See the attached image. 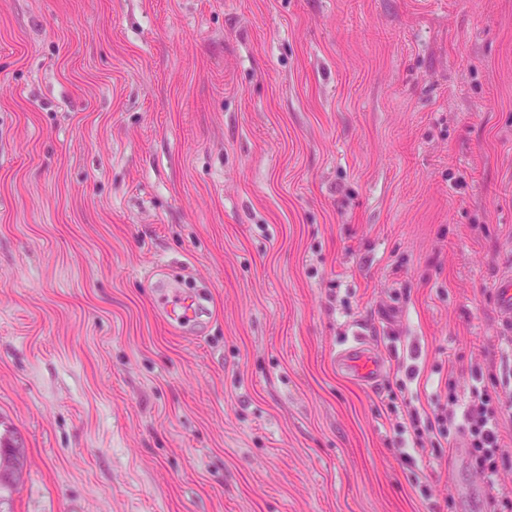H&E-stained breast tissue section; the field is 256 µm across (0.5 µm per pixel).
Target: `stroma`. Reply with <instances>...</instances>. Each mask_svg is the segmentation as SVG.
I'll list each match as a JSON object with an SVG mask.
<instances>
[{
	"instance_id": "stroma-1",
	"label": "stroma",
	"mask_w": 512,
	"mask_h": 512,
	"mask_svg": "<svg viewBox=\"0 0 512 512\" xmlns=\"http://www.w3.org/2000/svg\"><path fill=\"white\" fill-rule=\"evenodd\" d=\"M509 272L512 0H0L9 512H485ZM199 313L196 299L190 295H178L166 308L169 321L177 325H186L194 322ZM336 368L358 378L366 385L374 384L383 370V364L369 347L358 343L336 355ZM451 409L440 408L435 423L444 437L456 433L467 436V447L474 467L486 479L490 512H511L512 491L501 487L496 477L504 460L500 444V426L505 404L498 392L484 387L473 391V396L460 404L458 394L449 390ZM22 448H9L7 452H0V480L3 485L9 484L13 488L20 477V469L17 460L20 459Z\"/></svg>"
}]
</instances>
